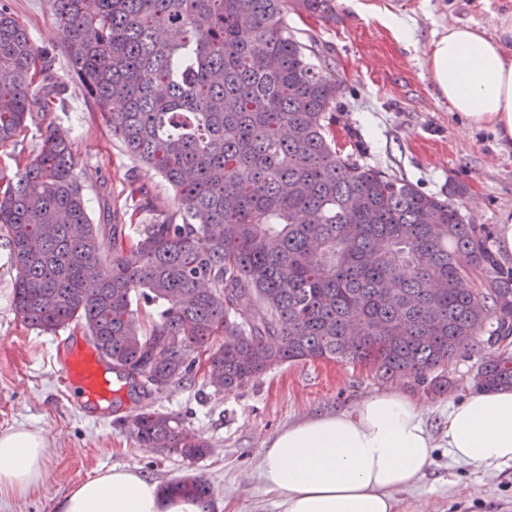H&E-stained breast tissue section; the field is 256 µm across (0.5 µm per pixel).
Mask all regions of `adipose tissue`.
Masks as SVG:
<instances>
[{
  "label": "adipose tissue",
  "mask_w": 512,
  "mask_h": 512,
  "mask_svg": "<svg viewBox=\"0 0 512 512\" xmlns=\"http://www.w3.org/2000/svg\"><path fill=\"white\" fill-rule=\"evenodd\" d=\"M431 80L467 128L512 144V10L493 31L455 24L436 34ZM457 464L486 471L512 465V389L479 390L448 410L435 441L417 402L398 391L363 401L355 413L324 414L288 426L262 452L260 477L280 493L283 512H396L393 491L415 485L436 446ZM43 431L0 433V495H23L47 472ZM54 512H207L163 493L136 471L113 467L73 486Z\"/></svg>",
  "instance_id": "adipose-tissue-1"
}]
</instances>
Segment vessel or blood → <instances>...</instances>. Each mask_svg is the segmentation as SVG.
Returning <instances> with one entry per match:
<instances>
[{"mask_svg": "<svg viewBox=\"0 0 512 512\" xmlns=\"http://www.w3.org/2000/svg\"><path fill=\"white\" fill-rule=\"evenodd\" d=\"M59 365L61 380L73 393L74 406L88 409L111 404L112 381L93 345L69 349Z\"/></svg>", "mask_w": 512, "mask_h": 512, "instance_id": "vessel-or-blood-1", "label": "vessel or blood"}]
</instances>
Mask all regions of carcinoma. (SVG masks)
<instances>
[{
    "instance_id": "carcinoma-1",
    "label": "carcinoma",
    "mask_w": 512,
    "mask_h": 512,
    "mask_svg": "<svg viewBox=\"0 0 512 512\" xmlns=\"http://www.w3.org/2000/svg\"><path fill=\"white\" fill-rule=\"evenodd\" d=\"M68 33L70 78L127 154L176 192L90 224L71 143L51 114L64 82L0 0V145L32 125L37 154L0 176V231L27 326L80 323L134 400L200 373L242 388L290 362L365 364L441 395L448 364L480 346L473 388H512V264L455 198L336 149V83L288 14L320 17L330 0H45ZM151 309L150 324L140 318ZM148 448L196 461L182 420L146 404L132 419ZM205 500L210 482L165 486Z\"/></svg>"
}]
</instances>
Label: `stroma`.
I'll return each mask as SVG.
<instances>
[{
  "instance_id": "1",
  "label": "stroma",
  "mask_w": 512,
  "mask_h": 512,
  "mask_svg": "<svg viewBox=\"0 0 512 512\" xmlns=\"http://www.w3.org/2000/svg\"><path fill=\"white\" fill-rule=\"evenodd\" d=\"M325 19L292 14L288 23L323 62L325 76L343 86L335 112L336 147L359 154L369 165L397 173L421 191L438 193L449 183L465 184L458 204L473 224L497 227L512 215V145L487 130L462 132L448 102L434 87L427 53L435 33L452 23L475 22L493 30L496 14L512 0H332ZM19 21L40 46L53 48L58 73L66 77L54 122L68 135L77 172L86 174L83 193L91 224H109V213L123 209L138 186L154 203L173 210L172 187L138 166L113 138L101 113L67 78L66 34L45 0H13ZM381 13L403 19L410 36L399 39L378 21ZM136 180H128V172ZM15 270L6 238L0 237V432L17 427L49 436L44 480L25 496H0V512H53L55 501L100 471L129 468L166 485L189 474L207 479L212 512H282L276 494L258 479L261 450L272 435L309 416L351 411L369 396L397 389L417 401L432 433H441L450 404L471 394L472 360L448 368L454 387L434 395L407 381H375L362 366L331 361H300L279 366L246 387L218 391L203 380L174 386L153 406L180 414L191 433L212 446L209 456L191 462L140 446L114 417L80 412L64 397L57 376L60 341L81 344V328L49 335L25 326L13 306ZM399 512H512V465L486 474L453 464L447 449L416 485L396 491Z\"/></svg>"
}]
</instances>
